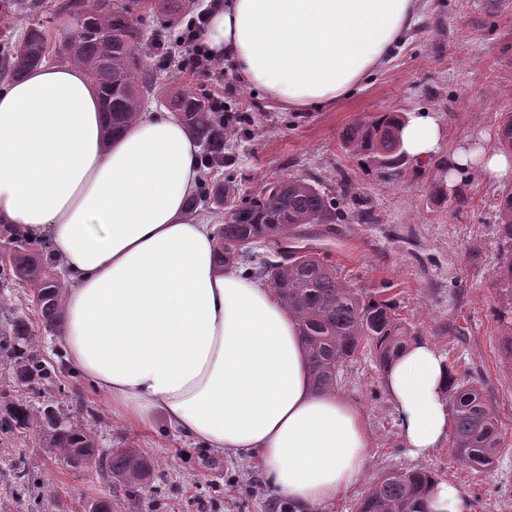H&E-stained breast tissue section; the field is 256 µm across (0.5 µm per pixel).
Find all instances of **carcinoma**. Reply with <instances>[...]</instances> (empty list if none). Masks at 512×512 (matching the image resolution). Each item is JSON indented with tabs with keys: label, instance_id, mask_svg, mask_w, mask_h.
I'll list each match as a JSON object with an SVG mask.
<instances>
[{
	"label": "carcinoma",
	"instance_id": "cac0c4a2",
	"mask_svg": "<svg viewBox=\"0 0 512 512\" xmlns=\"http://www.w3.org/2000/svg\"><path fill=\"white\" fill-rule=\"evenodd\" d=\"M151 10L163 19L149 38L144 37L140 12ZM182 0H62L53 11L69 18L59 30L57 55L65 54L83 65L102 98L109 133L118 136L140 111L141 103L156 88V67L150 60H167V33L177 25ZM50 53L40 22L27 27L17 41L0 40V78H20ZM165 106L184 122L201 147L204 174L224 167L225 140L229 137L224 112L195 89L181 90L164 99ZM397 112H382L357 120L342 133V145L354 156L371 163L382 157L381 146L391 130L401 126ZM500 149L512 153V116L499 128ZM391 163L382 174L401 177L407 169L417 173L421 163L387 156ZM207 207L224 215L217 230L220 259L238 264L245 272L275 290L281 304L295 320L305 347L310 383L322 392L338 387L359 353L368 349L381 371L414 341L417 328L397 313L395 302L383 295L348 287L317 246L305 242L334 239L351 231L353 224H369V209H348L343 196L314 178L281 176L268 179L254 195L240 194L235 182L212 185L203 181L188 208ZM497 236L503 262L494 272L502 290L512 294V190L499 195L496 205ZM0 248V277L23 285L37 322L15 314L0 324V364L11 369L13 382L34 394L57 387L56 372L66 369L64 356L53 369L38 348L39 336L62 334L59 261L42 245L23 237L4 236ZM503 327L500 350L512 368V303L495 310ZM10 406L0 417V432L31 433L42 445L74 468L97 469L104 477L133 491L150 477L151 464L131 448H114L103 454L91 425L74 417L71 409L52 396L40 402L0 390ZM450 446L457 462L475 471L494 467L504 447L498 414L482 383L470 375L453 378L448 389ZM15 487L31 491L32 477L22 465L14 466ZM436 474L428 469L394 470L368 481L356 512H427L426 504Z\"/></svg>",
	"mask_w": 512,
	"mask_h": 512
}]
</instances>
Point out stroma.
Returning <instances> with one entry per match:
<instances>
[{"label": "stroma", "instance_id": "1", "mask_svg": "<svg viewBox=\"0 0 512 512\" xmlns=\"http://www.w3.org/2000/svg\"><path fill=\"white\" fill-rule=\"evenodd\" d=\"M173 55L158 74V96L144 106L164 111L165 95L189 87L223 102L233 130L228 162L211 181L233 178L246 195L285 175L345 186L349 202L365 203L376 217L353 225L346 241L326 245L346 284L394 299L454 373L484 381L504 447L491 472L477 473L455 461L446 441L413 454L373 355H359L340 390L363 411L371 438L368 474L427 468L458 485L473 512H512V370L500 357L494 317L512 302L494 277L502 257L496 199L512 186V174H472L457 183L445 207L429 194L436 161L474 145L483 155L499 150V127L512 114V0H420L414 24L384 68L332 107L299 113L253 92L232 62H225L223 79L207 81L181 70V50ZM427 111L439 118L443 137L431 164L407 179L383 178L341 147L343 129L357 118ZM248 115L254 126L246 125ZM61 380L70 408L83 403L101 415V448L135 446L152 457L154 468L149 483L129 494L94 470L51 456L34 436L0 433V458L30 469L48 502L44 512H83L87 502L104 497L111 498L112 512H276L280 498L259 460L182 447L160 421L154 432H141L114 416L81 378L67 373Z\"/></svg>", "mask_w": 512, "mask_h": 512}]
</instances>
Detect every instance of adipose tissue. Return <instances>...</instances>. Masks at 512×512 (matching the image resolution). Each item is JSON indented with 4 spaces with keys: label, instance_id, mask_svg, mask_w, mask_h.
<instances>
[{
    "label": "adipose tissue",
    "instance_id": "ef3b65f1",
    "mask_svg": "<svg viewBox=\"0 0 512 512\" xmlns=\"http://www.w3.org/2000/svg\"><path fill=\"white\" fill-rule=\"evenodd\" d=\"M419 0H227L205 41L280 104L336 103L390 59ZM442 137L429 112L401 139L413 158ZM197 146L172 112H141L108 138L79 64H41L0 87V224L61 262L71 373L137 428L162 416L179 440L260 456L292 512H320L365 474L358 406L313 392L294 320L272 290L220 267L215 227L186 218ZM448 361L412 344L384 376L405 444L448 436Z\"/></svg>",
    "mask_w": 512,
    "mask_h": 512
}]
</instances>
